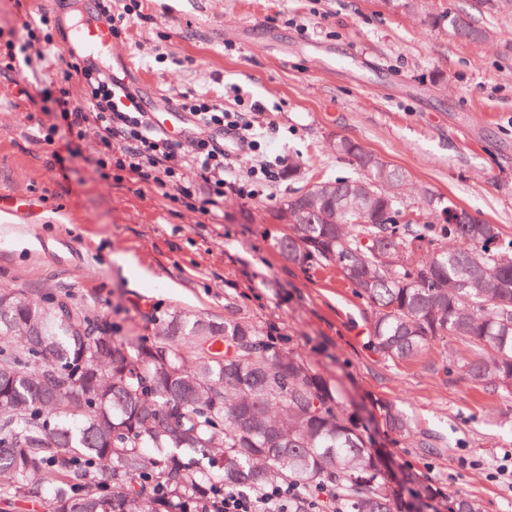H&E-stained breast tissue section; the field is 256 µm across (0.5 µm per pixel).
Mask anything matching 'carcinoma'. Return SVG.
Instances as JSON below:
<instances>
[{
	"instance_id": "carcinoma-1",
	"label": "carcinoma",
	"mask_w": 512,
	"mask_h": 512,
	"mask_svg": "<svg viewBox=\"0 0 512 512\" xmlns=\"http://www.w3.org/2000/svg\"><path fill=\"white\" fill-rule=\"evenodd\" d=\"M448 32L486 30L461 16ZM333 148L360 175L308 185L272 215L274 247L302 269L333 264L371 308L369 343L408 361L458 339L449 371L512 397V239L496 224L406 214L427 196L349 139ZM130 344L66 296L0 289V504L44 498L49 512H200L211 484H336L337 512H401L399 490L336 383L272 331L234 314L152 316ZM374 406L393 443L414 436L395 402Z\"/></svg>"
}]
</instances>
